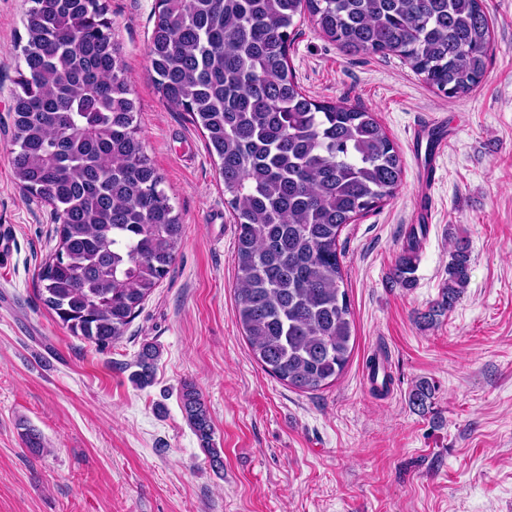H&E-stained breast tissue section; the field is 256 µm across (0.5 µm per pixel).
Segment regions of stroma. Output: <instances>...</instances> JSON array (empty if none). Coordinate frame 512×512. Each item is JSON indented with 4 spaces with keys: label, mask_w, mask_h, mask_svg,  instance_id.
Here are the masks:
<instances>
[{
    "label": "stroma",
    "mask_w": 512,
    "mask_h": 512,
    "mask_svg": "<svg viewBox=\"0 0 512 512\" xmlns=\"http://www.w3.org/2000/svg\"><path fill=\"white\" fill-rule=\"evenodd\" d=\"M120 43L145 151L184 224L176 259L123 336L100 349L39 296L58 245L51 207L20 188L9 161L18 42L29 0H0V512H512V0H483L494 46L481 84L439 95L393 53L348 56L310 21L289 60L302 91L375 112L404 163L394 197L347 225L339 244L355 326L331 386L288 388L255 360L236 318L237 230L201 132L162 101L147 55L157 0H101ZM442 116L454 135L437 165L413 287L391 271L407 243L418 172L409 132ZM222 222L212 223L214 214ZM470 273L431 325L457 238ZM153 383L130 380L144 346ZM384 355L394 386L368 391ZM421 380L435 387L414 409ZM193 383L222 467L181 408ZM44 450L31 452L24 427Z\"/></svg>",
    "instance_id": "stroma-1"
}]
</instances>
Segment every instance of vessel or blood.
I'll return each instance as SVG.
<instances>
[{
	"mask_svg": "<svg viewBox=\"0 0 512 512\" xmlns=\"http://www.w3.org/2000/svg\"><path fill=\"white\" fill-rule=\"evenodd\" d=\"M453 130L446 119H431L414 126L410 133L414 156L420 166L422 179L418 186L420 208L418 223L432 219L433 189L438 160L445 154Z\"/></svg>",
	"mask_w": 512,
	"mask_h": 512,
	"instance_id": "1",
	"label": "vessel or blood"
}]
</instances>
